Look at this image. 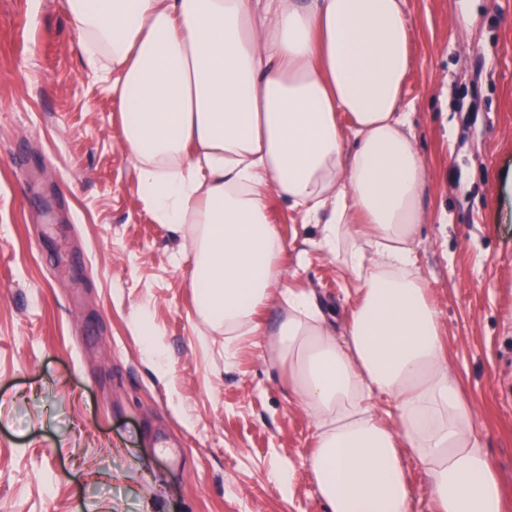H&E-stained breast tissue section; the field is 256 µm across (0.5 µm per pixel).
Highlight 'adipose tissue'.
Segmentation results:
<instances>
[{"label": "adipose tissue", "mask_w": 512, "mask_h": 512, "mask_svg": "<svg viewBox=\"0 0 512 512\" xmlns=\"http://www.w3.org/2000/svg\"><path fill=\"white\" fill-rule=\"evenodd\" d=\"M85 52L111 58L123 147L159 223L195 242L201 315L233 343L284 305L261 345L310 412L326 512H413L406 460L435 512H504L493 462L416 269L426 161L404 80V0H69ZM350 120L342 129L341 117ZM354 146L345 149V137ZM320 230L358 302L338 331L282 285L268 196ZM391 402L395 426L375 398Z\"/></svg>", "instance_id": "1"}]
</instances>
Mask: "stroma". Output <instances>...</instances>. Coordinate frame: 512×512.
Returning a JSON list of instances; mask_svg holds the SVG:
<instances>
[{
  "instance_id": "35a3bbf8",
  "label": "stroma",
  "mask_w": 512,
  "mask_h": 512,
  "mask_svg": "<svg viewBox=\"0 0 512 512\" xmlns=\"http://www.w3.org/2000/svg\"><path fill=\"white\" fill-rule=\"evenodd\" d=\"M405 10L428 166L417 269L512 512V0ZM83 39L68 0H0V512H325L314 420L259 345L278 303L225 360L190 286L194 241L142 199L112 71ZM268 205L285 285L346 324L351 274L315 225Z\"/></svg>"
}]
</instances>
